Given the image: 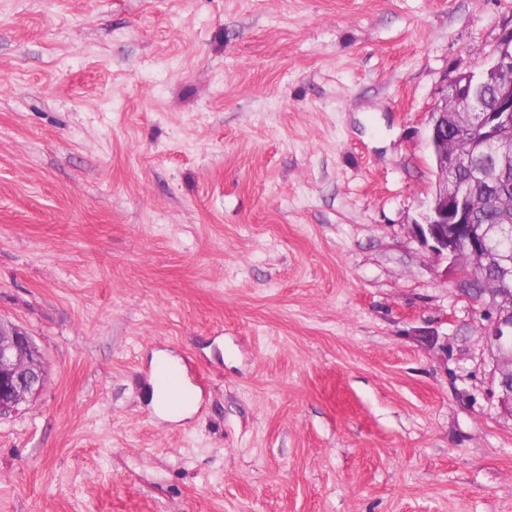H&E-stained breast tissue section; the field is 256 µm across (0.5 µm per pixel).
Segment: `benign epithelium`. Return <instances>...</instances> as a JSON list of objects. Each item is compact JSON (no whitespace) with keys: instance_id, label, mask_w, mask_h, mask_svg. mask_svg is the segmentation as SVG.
I'll return each mask as SVG.
<instances>
[{"instance_id":"benign-epithelium-1","label":"benign epithelium","mask_w":512,"mask_h":512,"mask_svg":"<svg viewBox=\"0 0 512 512\" xmlns=\"http://www.w3.org/2000/svg\"><path fill=\"white\" fill-rule=\"evenodd\" d=\"M496 89L498 108H477L481 92ZM466 134L471 153L448 147L450 134ZM427 147L436 169V182L422 222L415 229L435 255L454 258L460 249L468 254L469 271L457 270L460 285L477 277L490 263L495 247L492 234L512 239V206L500 207L495 222L481 228L470 222L473 200L458 173L470 171L483 178L512 168V30L502 38L491 63L479 72L454 78L431 112ZM502 273L488 282L481 297L487 300L483 335L493 360V379L501 408L512 414V266L501 260ZM46 379L42 354L20 328L0 322V418L16 412L36 395Z\"/></svg>"}]
</instances>
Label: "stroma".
<instances>
[{
  "label": "stroma",
  "instance_id": "obj_1",
  "mask_svg": "<svg viewBox=\"0 0 512 512\" xmlns=\"http://www.w3.org/2000/svg\"><path fill=\"white\" fill-rule=\"evenodd\" d=\"M512 0H0V512H512L481 301L413 224ZM176 357L193 413L152 405ZM46 379L42 354L20 328L0 321V418L15 413Z\"/></svg>",
  "mask_w": 512,
  "mask_h": 512
}]
</instances>
